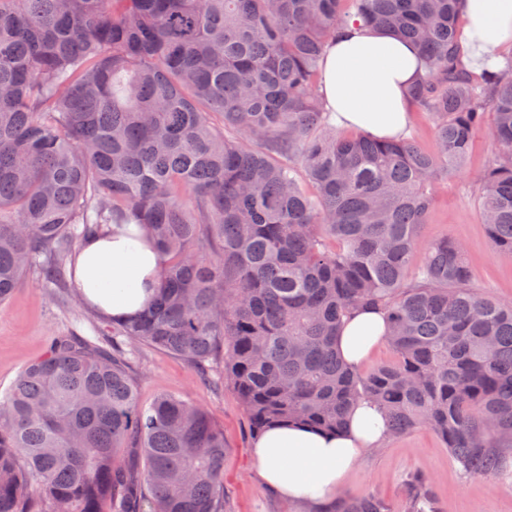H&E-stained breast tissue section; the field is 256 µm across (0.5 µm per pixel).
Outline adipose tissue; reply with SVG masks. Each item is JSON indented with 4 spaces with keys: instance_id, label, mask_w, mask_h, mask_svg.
<instances>
[{
    "instance_id": "obj_1",
    "label": "adipose tissue",
    "mask_w": 512,
    "mask_h": 512,
    "mask_svg": "<svg viewBox=\"0 0 512 512\" xmlns=\"http://www.w3.org/2000/svg\"><path fill=\"white\" fill-rule=\"evenodd\" d=\"M463 17L465 64L476 72L499 64L500 48L512 43V0H464ZM321 73V93L336 126L380 139L405 132L411 112L407 90L421 74L413 44L382 29L351 25L330 41ZM161 262L155 244L136 225H115L81 244L74 283L83 300L103 315L127 319L151 303ZM387 333L382 312L357 309L345 317L336 351L352 370H360ZM387 437L383 413L362 400L339 432L275 427L256 436L252 454L265 486L321 512L335 501L362 455Z\"/></svg>"
}]
</instances>
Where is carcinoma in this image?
<instances>
[{"label":"carcinoma","instance_id":"obj_1","mask_svg":"<svg viewBox=\"0 0 512 512\" xmlns=\"http://www.w3.org/2000/svg\"><path fill=\"white\" fill-rule=\"evenodd\" d=\"M462 0H0V304L25 273L110 224L160 248L158 296L112 323L124 338L59 336L0 397V512H224V433L188 398L142 404L122 345L184 358L239 396L254 433L338 431L377 404L393 435L436 433L490 477L512 452V304L469 284L464 247L428 245L440 183L493 114L477 204L512 256V59L462 62ZM413 42L408 89L433 147L336 132L320 94L349 23ZM384 310L396 359L349 371L351 310ZM335 512H389L372 495ZM406 512H435L429 480Z\"/></svg>","mask_w":512,"mask_h":512}]
</instances>
